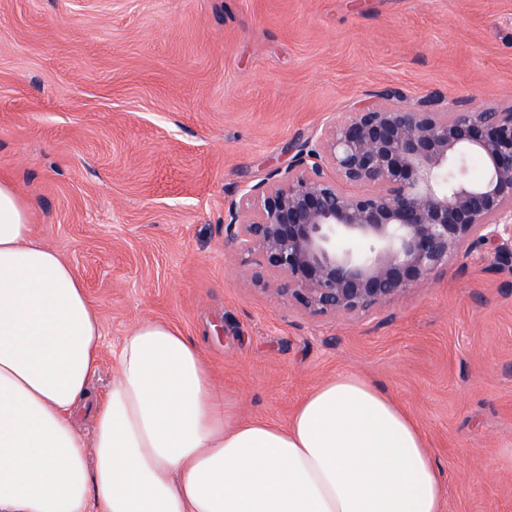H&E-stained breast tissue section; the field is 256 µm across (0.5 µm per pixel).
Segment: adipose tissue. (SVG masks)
Listing matches in <instances>:
<instances>
[{"label":"adipose tissue","instance_id":"ef3b65f1","mask_svg":"<svg viewBox=\"0 0 512 512\" xmlns=\"http://www.w3.org/2000/svg\"><path fill=\"white\" fill-rule=\"evenodd\" d=\"M102 322L0 177V512H444L441 469L392 398L346 371L289 424L224 426L201 349L145 320L102 397ZM93 414L79 431L80 404Z\"/></svg>","mask_w":512,"mask_h":512}]
</instances>
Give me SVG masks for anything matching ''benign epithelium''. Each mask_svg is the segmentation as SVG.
Masks as SVG:
<instances>
[{
	"instance_id": "1",
	"label": "benign epithelium",
	"mask_w": 512,
	"mask_h": 512,
	"mask_svg": "<svg viewBox=\"0 0 512 512\" xmlns=\"http://www.w3.org/2000/svg\"><path fill=\"white\" fill-rule=\"evenodd\" d=\"M375 97L245 185L224 216L227 245L258 254L277 291L313 314L402 298L463 248L512 269V107L449 108L395 87Z\"/></svg>"
}]
</instances>
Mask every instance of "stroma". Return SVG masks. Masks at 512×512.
Instances as JSON below:
<instances>
[{"mask_svg":"<svg viewBox=\"0 0 512 512\" xmlns=\"http://www.w3.org/2000/svg\"><path fill=\"white\" fill-rule=\"evenodd\" d=\"M387 87L512 105V0H0V176L99 311L94 395L145 318L201 348L229 428L352 371L423 429L445 512H512V271L463 252L318 316L224 243L243 185Z\"/></svg>","mask_w":512,"mask_h":512,"instance_id":"35a3bbf8","label":"stroma"}]
</instances>
